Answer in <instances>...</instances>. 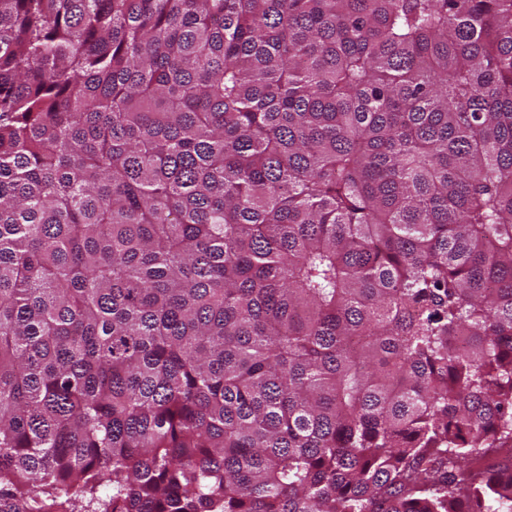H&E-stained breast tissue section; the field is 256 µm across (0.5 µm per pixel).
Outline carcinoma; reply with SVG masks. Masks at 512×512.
I'll use <instances>...</instances> for the list:
<instances>
[{
	"label": "carcinoma",
	"mask_w": 512,
	"mask_h": 512,
	"mask_svg": "<svg viewBox=\"0 0 512 512\" xmlns=\"http://www.w3.org/2000/svg\"><path fill=\"white\" fill-rule=\"evenodd\" d=\"M512 0H0V512H512Z\"/></svg>",
	"instance_id": "1"
}]
</instances>
